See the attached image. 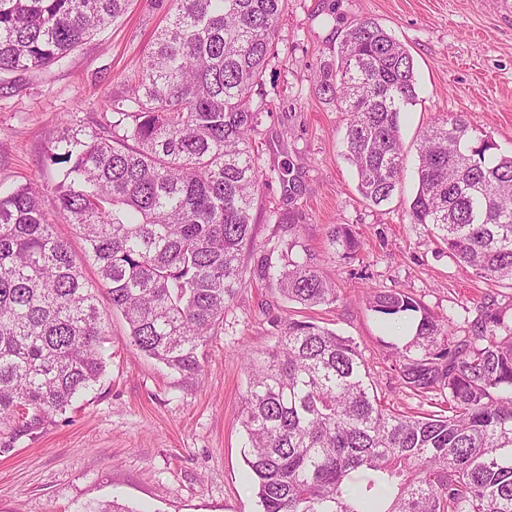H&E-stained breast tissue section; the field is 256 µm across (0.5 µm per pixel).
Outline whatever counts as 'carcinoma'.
Segmentation results:
<instances>
[{
  "label": "carcinoma",
  "mask_w": 512,
  "mask_h": 512,
  "mask_svg": "<svg viewBox=\"0 0 512 512\" xmlns=\"http://www.w3.org/2000/svg\"><path fill=\"white\" fill-rule=\"evenodd\" d=\"M129 0H0V74L62 62L125 13ZM287 0H177L141 73L92 127L64 121L53 159L54 202L83 256L57 235L31 186L0 191V452L42 432L104 375L105 291L141 354L193 378L243 281L263 187L253 153L254 95ZM320 94L348 115L346 157L364 199L388 201L403 177L401 115L417 100L413 57L372 19L348 29L320 70ZM462 114L420 135L413 223L432 227L448 256L512 283V156L473 141ZM296 232L300 193L279 172ZM352 259L350 226L328 231ZM295 238L277 285L305 309L338 300ZM96 277H86L85 266ZM387 320L420 318L394 348L403 388L443 397L411 413L374 392L356 342L288 319L269 350L248 351L245 464L262 512H512V325L482 305L472 335L455 338L403 291H374Z\"/></svg>",
  "instance_id": "cac0c4a2"
}]
</instances>
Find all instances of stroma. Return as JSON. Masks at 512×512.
Wrapping results in <instances>:
<instances>
[{
    "instance_id": "obj_1",
    "label": "stroma",
    "mask_w": 512,
    "mask_h": 512,
    "mask_svg": "<svg viewBox=\"0 0 512 512\" xmlns=\"http://www.w3.org/2000/svg\"><path fill=\"white\" fill-rule=\"evenodd\" d=\"M173 0H131L127 13L72 52L63 64L0 75V184H29L52 200L61 166L48 156L67 115L99 117L137 73ZM378 22L406 45L418 99L403 115L402 184L379 205L366 201L344 156L345 113L316 89L345 31ZM268 62L253 139L263 172L257 245L244 255V283L206 349L199 378L189 379L142 355L118 313L109 316L106 371L74 410L32 439L0 454V512H85L117 500L133 512H259L245 480V354L274 346L286 318L304 309L279 294L270 274L288 240L276 218L288 210L278 173L294 166L300 181L299 236L338 288L335 304L313 310L321 325L359 346L383 403L434 410L410 396L391 370V345L403 344L370 311L374 290L403 291L469 334L481 305L512 317V285L479 278L449 258L426 225L412 223L420 131L461 113L474 139L512 155V9L501 0H288ZM347 224L362 247L353 260L328 251L330 225Z\"/></svg>"
}]
</instances>
